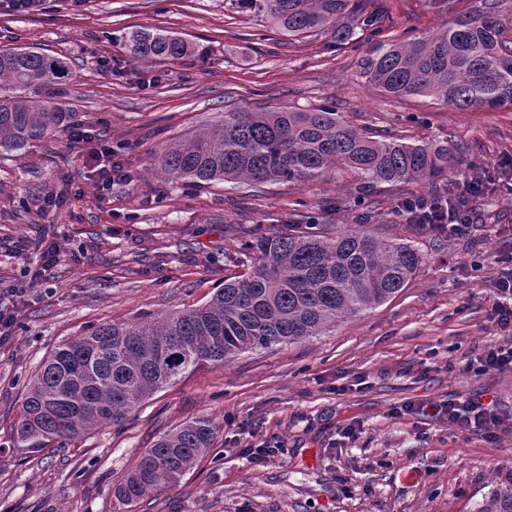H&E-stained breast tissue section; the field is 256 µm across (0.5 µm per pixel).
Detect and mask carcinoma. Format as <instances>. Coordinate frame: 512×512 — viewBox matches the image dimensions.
<instances>
[{
	"label": "carcinoma",
	"mask_w": 512,
	"mask_h": 512,
	"mask_svg": "<svg viewBox=\"0 0 512 512\" xmlns=\"http://www.w3.org/2000/svg\"><path fill=\"white\" fill-rule=\"evenodd\" d=\"M467 13L424 37L385 43L382 0H238L288 37L331 38L345 48L373 42L362 74L394 96H429L457 110L512 106V39L505 4L473 0ZM132 58L191 57L196 47L164 30L126 37ZM68 62L44 51L0 47V150L21 153L69 129L58 93ZM446 146L373 135L348 124L335 104L302 110L238 107L188 140L166 145L158 169L173 182L290 184L338 167L357 174V203L375 188L448 175ZM248 272L227 278L205 303L158 322L107 323L53 347L30 379L14 445L35 456L106 425L123 423L142 401L207 362L316 336L344 316L397 295L420 263L409 241L384 240L365 224L333 229L309 223L284 235L275 228L244 243ZM215 428L199 418L159 437L138 457L113 496L127 506L169 488L213 447Z\"/></svg>",
	"instance_id": "cac0c4a2"
}]
</instances>
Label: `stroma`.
<instances>
[{
	"label": "stroma",
	"instance_id": "1",
	"mask_svg": "<svg viewBox=\"0 0 512 512\" xmlns=\"http://www.w3.org/2000/svg\"><path fill=\"white\" fill-rule=\"evenodd\" d=\"M28 14L0 10V47H34L69 62L64 102L71 126L107 140L131 179L100 199L84 143L71 134L18 156L0 152V305L37 251L17 241H54L63 258L33 288L0 343V512H500L512 493V433L462 435L432 416L394 415L407 401L484 393L512 412V375L474 377L472 351L512 339L491 318L489 280L512 260V193L478 200L477 224L438 238L410 226L402 199L430 195L424 182L379 188L365 205L340 168L287 185L173 184L155 158L236 108L335 102L349 124L423 145L447 144L456 189L512 156V108L451 109L420 96L391 97L362 75L363 50L290 39L232 0H44ZM472 0H385L392 41L447 26ZM137 29L177 33L194 56L161 63L130 57ZM115 69L106 74L101 60ZM317 212L340 227L371 218L383 239L412 241L420 263L395 297L345 317L320 335L202 365L103 427L36 457L15 448L12 426L24 389L59 342L105 323L157 321L209 300L246 272L242 245L276 222L280 230ZM361 377L362 391L337 386ZM358 438L337 445L344 420ZM200 417L215 444L179 484L135 508L112 489L159 436ZM282 446L262 464L232 445L240 426Z\"/></svg>",
	"mask_w": 512,
	"mask_h": 512
}]
</instances>
